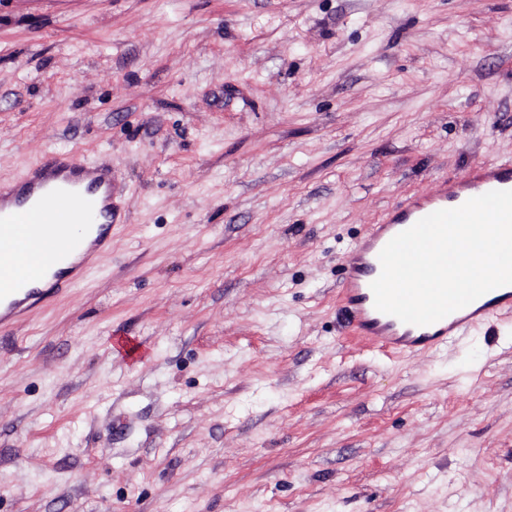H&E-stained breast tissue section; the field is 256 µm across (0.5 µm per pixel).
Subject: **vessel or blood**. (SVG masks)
I'll list each match as a JSON object with an SVG mask.
<instances>
[{
	"mask_svg": "<svg viewBox=\"0 0 512 512\" xmlns=\"http://www.w3.org/2000/svg\"><path fill=\"white\" fill-rule=\"evenodd\" d=\"M41 167L42 174L24 178L13 195L0 193V327L43 296L37 280L50 278L53 293L62 292L59 265L83 267L92 248L102 243L104 225L113 223L112 199L122 191L111 170L101 165L64 163L49 153ZM493 190H512L511 159L471 167L395 207L386 223L369 225L346 259L340 297L350 325L370 347L398 355L427 352L512 311V288L503 286L433 324L417 326L378 311L371 290L381 273L379 254L393 237L435 211Z\"/></svg>",
	"mask_w": 512,
	"mask_h": 512,
	"instance_id": "vessel-or-blood-1",
	"label": "vessel or blood"
}]
</instances>
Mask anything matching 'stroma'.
<instances>
[{
  "label": "stroma",
  "instance_id": "stroma-1",
  "mask_svg": "<svg viewBox=\"0 0 512 512\" xmlns=\"http://www.w3.org/2000/svg\"><path fill=\"white\" fill-rule=\"evenodd\" d=\"M125 186L0 329V512H512V313L385 355L368 225L512 159V0H0V186Z\"/></svg>",
  "mask_w": 512,
  "mask_h": 512
}]
</instances>
